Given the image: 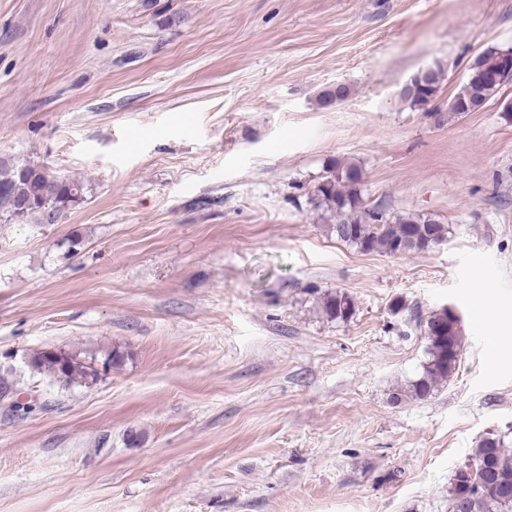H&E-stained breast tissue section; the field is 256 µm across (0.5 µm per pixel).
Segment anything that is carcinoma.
I'll return each instance as SVG.
<instances>
[{"label":"carcinoma","instance_id":"1","mask_svg":"<svg viewBox=\"0 0 512 512\" xmlns=\"http://www.w3.org/2000/svg\"><path fill=\"white\" fill-rule=\"evenodd\" d=\"M502 54L503 50L492 47L474 58L468 68L469 78L448 101V119L461 118L466 103L482 108L499 94L502 87L482 81L478 73L493 68ZM442 74L439 69L420 79L418 91L401 96V100L412 106L428 104L439 90ZM361 184L360 167L336 159L314 191L317 206L336 217V223L330 225L336 239L361 252L394 256L426 252L446 241L445 224L414 215L394 216L365 206ZM83 191L81 183L56 175L43 165L0 161V215L8 222L13 221L18 206L27 202L24 223L54 224L64 210L81 200ZM322 308L329 318L346 321L353 316L355 303L347 293L338 291L325 296ZM423 328L426 360L406 390L396 394L397 400L427 399L457 368L463 340L460 316L443 307L428 316ZM31 366L65 385L87 384L94 377V371L83 361L64 351H39L32 356ZM448 497L450 512H512V450L501 436L485 437L472 450L455 471Z\"/></svg>","mask_w":512,"mask_h":512}]
</instances>
